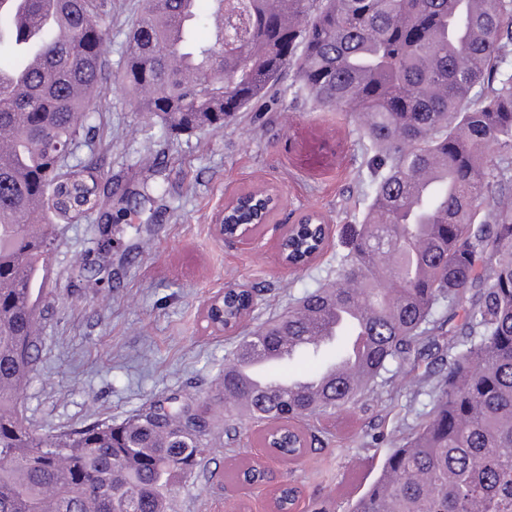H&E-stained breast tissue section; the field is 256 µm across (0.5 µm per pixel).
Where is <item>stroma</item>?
<instances>
[{
    "label": "stroma",
    "instance_id": "stroma-1",
    "mask_svg": "<svg viewBox=\"0 0 512 512\" xmlns=\"http://www.w3.org/2000/svg\"><path fill=\"white\" fill-rule=\"evenodd\" d=\"M141 5L112 0L103 45L109 70L120 66ZM294 82V70H285L281 94L224 128L178 136L140 112L122 85L109 84L105 110L91 114L76 156L111 177L113 214L98 209L55 226L42 351L21 393L30 425L55 433L118 423L173 391L207 399L216 423L224 422L218 371L243 337L333 276L339 232L356 222L370 192L356 123L290 94ZM257 185L281 195L273 223L294 224L315 211L328 224L326 246L308 267L282 266L270 231L250 245L217 237L218 210ZM233 285L252 288L256 306L235 333L213 332L202 304ZM430 389L394 376L379 396L316 422L320 441L292 473L268 461L300 487L297 512H350L395 442L428 410ZM238 426L236 442L212 449L205 470L181 492L180 512H268V487L224 480L230 457L267 461L258 424L244 418Z\"/></svg>",
    "mask_w": 512,
    "mask_h": 512
}]
</instances>
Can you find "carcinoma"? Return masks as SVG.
I'll return each mask as SVG.
<instances>
[{
  "instance_id": "cac0c4a2",
  "label": "carcinoma",
  "mask_w": 512,
  "mask_h": 512,
  "mask_svg": "<svg viewBox=\"0 0 512 512\" xmlns=\"http://www.w3.org/2000/svg\"><path fill=\"white\" fill-rule=\"evenodd\" d=\"M0 6V127L13 131L0 153V373L28 380L41 345L44 269L57 219H81L100 201L102 174L63 169L89 115L103 108L105 0H76L72 34L43 18L71 0ZM144 0L125 43L120 82L139 110L171 132L221 128L264 98L288 67L299 89L323 107L352 114L371 156L370 203L336 244V277L260 325L233 361L280 336H312L306 309L353 301L368 311V378L356 393L330 388L320 400L273 386L257 398L263 444L284 461L301 458L309 422L347 410L402 372L420 385L438 375L431 408L388 453L352 512H512V0ZM206 19L211 37L195 35ZM37 48L63 67L18 78ZM232 35V42L225 36ZM178 55L197 73L160 78ZM98 85L72 97L66 78ZM432 159L444 179L419 191ZM40 224L24 223L30 204ZM436 243L428 254L421 237ZM294 258L315 247L300 224L285 234ZM245 292L223 302L233 329ZM459 320L437 371L406 368L421 338ZM355 333L336 334L335 355L313 342L299 356L319 376L352 351ZM224 394L248 393L230 364ZM214 440L208 403L172 394L119 424L43 435L20 409L19 390L0 385V512H176L179 488L195 480Z\"/></svg>"
}]
</instances>
